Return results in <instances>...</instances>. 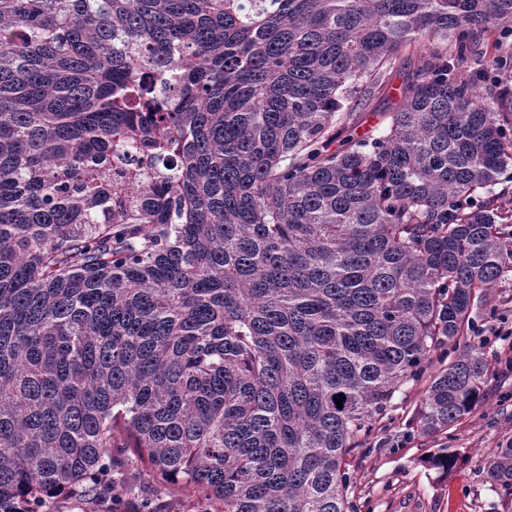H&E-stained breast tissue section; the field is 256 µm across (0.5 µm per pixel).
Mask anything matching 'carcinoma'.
Masks as SVG:
<instances>
[{
  "mask_svg": "<svg viewBox=\"0 0 512 512\" xmlns=\"http://www.w3.org/2000/svg\"><path fill=\"white\" fill-rule=\"evenodd\" d=\"M509 22L512 0H0V512L94 493L114 448L207 512H347L375 415L512 271V50L481 49ZM414 43L382 129L343 135ZM487 382L464 350L413 421L448 429ZM484 470L512 495V441Z\"/></svg>",
  "mask_w": 512,
  "mask_h": 512,
  "instance_id": "carcinoma-1",
  "label": "carcinoma"
}]
</instances>
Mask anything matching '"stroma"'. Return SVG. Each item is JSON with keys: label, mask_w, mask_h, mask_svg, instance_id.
<instances>
[{"label": "stroma", "mask_w": 512, "mask_h": 512, "mask_svg": "<svg viewBox=\"0 0 512 512\" xmlns=\"http://www.w3.org/2000/svg\"><path fill=\"white\" fill-rule=\"evenodd\" d=\"M402 86V72L393 69L384 86L372 91L373 106L360 112L354 137L376 132L382 112L398 102ZM461 346L480 349L487 362L483 400L448 430L426 437L412 421L425 384L401 386L377 415L372 434L350 457L348 499L354 512H512V496L492 491L483 473L486 459L512 440V272L475 304L470 328L458 345L435 351L434 367L448 365ZM439 448L456 458L445 473L424 461L427 452ZM112 457L114 477H133L144 485L147 506L142 512H200L196 493L158 483L144 468L129 463L123 449H113Z\"/></svg>", "instance_id": "obj_1"}]
</instances>
